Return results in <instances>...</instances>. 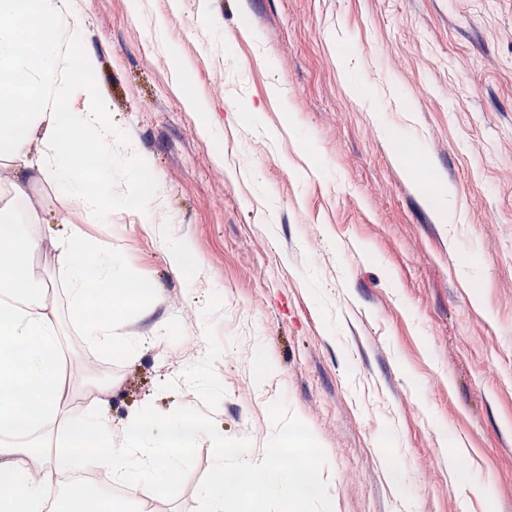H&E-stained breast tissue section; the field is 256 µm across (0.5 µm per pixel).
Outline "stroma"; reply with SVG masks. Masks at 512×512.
Returning <instances> with one entry per match:
<instances>
[{
  "label": "stroma",
  "mask_w": 512,
  "mask_h": 512,
  "mask_svg": "<svg viewBox=\"0 0 512 512\" xmlns=\"http://www.w3.org/2000/svg\"><path fill=\"white\" fill-rule=\"evenodd\" d=\"M76 2L123 133L112 195L145 206L89 224L41 179L31 197L55 236L120 251L143 291L116 331L144 350L89 343L52 248L34 262L102 377L69 405L206 428L152 512H204L213 429L257 461L280 433L311 450L316 494L259 512H512V0Z\"/></svg>",
  "instance_id": "1"
}]
</instances>
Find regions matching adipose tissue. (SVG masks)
Returning <instances> with one entry per match:
<instances>
[{"instance_id":"1","label":"adipose tissue","mask_w":512,"mask_h":512,"mask_svg":"<svg viewBox=\"0 0 512 512\" xmlns=\"http://www.w3.org/2000/svg\"><path fill=\"white\" fill-rule=\"evenodd\" d=\"M0 16V146L11 173L0 191V512H44L59 474L84 467L106 469L116 484L143 482L152 497L178 477L202 425L185 412L158 433L146 414L135 413L117 428L96 400L66 410L73 362L33 265L47 219L31 201L32 173L78 203L90 222L112 214V143L119 133L88 79L96 59L79 49L82 28L72 0H0ZM74 48L80 55L71 65L67 52ZM72 94L83 97L82 109L54 118L58 101ZM88 150L96 156L91 171L83 162ZM54 248L82 334L111 351L140 352L142 341L114 332L113 313L139 295L121 256L77 228ZM104 295L105 309L97 303ZM61 444L67 454L58 453ZM283 448V437H275L270 458L246 472L264 497L288 494Z\"/></svg>"}]
</instances>
